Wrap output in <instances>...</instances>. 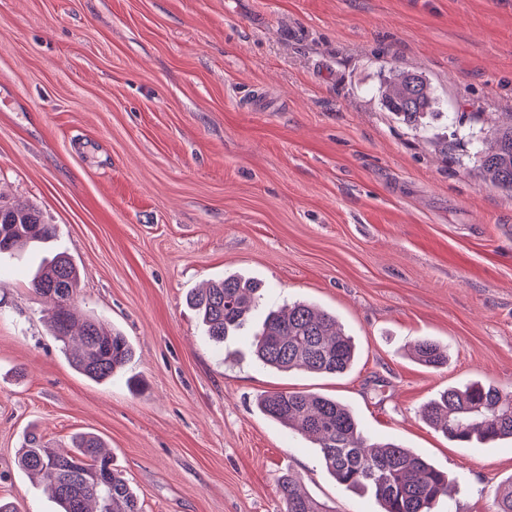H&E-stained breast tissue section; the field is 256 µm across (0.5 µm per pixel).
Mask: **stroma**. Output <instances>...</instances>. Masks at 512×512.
I'll use <instances>...</instances> for the list:
<instances>
[{
    "label": "stroma",
    "mask_w": 512,
    "mask_h": 512,
    "mask_svg": "<svg viewBox=\"0 0 512 512\" xmlns=\"http://www.w3.org/2000/svg\"><path fill=\"white\" fill-rule=\"evenodd\" d=\"M396 69L437 100L418 125L382 104ZM504 112L512 0H0V196L54 225L78 317L135 348L126 376L86 379L30 284L40 254L0 263V499L57 512L18 450L90 432L143 512H278L288 471L330 512H382L255 405L299 390L447 471L434 512H492L512 440L463 448L420 410L512 388V191L485 183L472 138ZM233 272L266 304L335 314L355 366L258 365L260 312L217 347L190 296ZM423 336L445 368L410 357Z\"/></svg>",
    "instance_id": "stroma-1"
}]
</instances>
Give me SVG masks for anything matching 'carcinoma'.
<instances>
[{
    "label": "carcinoma",
    "instance_id": "obj_1",
    "mask_svg": "<svg viewBox=\"0 0 512 512\" xmlns=\"http://www.w3.org/2000/svg\"><path fill=\"white\" fill-rule=\"evenodd\" d=\"M382 102L409 124L435 111L430 84L410 71H399L385 81ZM478 143L476 154L485 181L512 190V113H504L500 124ZM54 236L55 228L42 222L35 207L0 200V256L45 244ZM32 286L50 298L46 320L77 372L96 382L110 381L123 372L134 349L120 331L90 317L80 325L79 334H73L72 300L80 288V274L68 255L60 252L47 260L34 274ZM264 291L258 280L227 274L193 295L190 303L199 311L207 335L222 343L243 328ZM252 348L264 366L331 376L349 371L356 353L352 338L336 328V317L304 300L269 311L261 331L253 336ZM414 359L437 370L448 364V350L423 337L415 344ZM257 406L264 415L312 439L336 483L373 493L383 512H433L436 502L452 497L454 488L445 472L407 448L370 438L353 412L332 397L309 391L266 392ZM421 416L460 445L512 439V391L491 384L450 387L424 405ZM18 461L47 484L60 512H141L138 497L112 467V457L94 434L72 436V451L66 453L32 434ZM277 484L280 512H329L303 491L298 476L285 473Z\"/></svg>",
    "mask_w": 512,
    "mask_h": 512
}]
</instances>
